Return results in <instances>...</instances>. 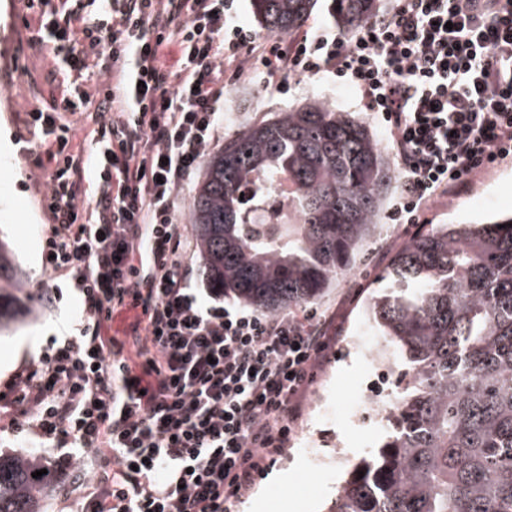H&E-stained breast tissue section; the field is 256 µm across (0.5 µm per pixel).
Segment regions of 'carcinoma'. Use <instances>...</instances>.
Returning <instances> with one entry per match:
<instances>
[{
  "label": "carcinoma",
  "mask_w": 512,
  "mask_h": 512,
  "mask_svg": "<svg viewBox=\"0 0 512 512\" xmlns=\"http://www.w3.org/2000/svg\"><path fill=\"white\" fill-rule=\"evenodd\" d=\"M377 0H333L354 30ZM315 0H251L266 30L290 35ZM283 174L297 219L253 223ZM396 172L368 127L313 101L250 124L209 156L191 224L212 287L277 314L315 302L376 230ZM391 292L367 312L403 358L400 407L378 450L344 481L329 512H512V214L432 224L381 275ZM26 295L0 241V332ZM35 459L0 455V512H43ZM364 476H358V472Z\"/></svg>",
  "instance_id": "1"
}]
</instances>
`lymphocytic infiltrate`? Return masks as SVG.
<instances>
[{
	"mask_svg": "<svg viewBox=\"0 0 512 512\" xmlns=\"http://www.w3.org/2000/svg\"><path fill=\"white\" fill-rule=\"evenodd\" d=\"M27 43L49 49L48 82L76 74L30 112L26 151L43 171L48 290L72 281L80 318L0 396V429L51 441L65 512H233L283 452L328 349L335 314L269 316L201 295L176 201L220 138L225 71L265 80L349 79L387 124L401 173L389 218L418 223L439 196L512 157V0H395L353 39L257 41L238 0H36ZM97 101L100 189L78 205L86 162L70 115ZM141 308L133 373L108 334ZM91 464L94 474L74 482Z\"/></svg>",
	"mask_w": 512,
	"mask_h": 512,
	"instance_id": "1",
	"label": "lymphocytic infiltrate"
}]
</instances>
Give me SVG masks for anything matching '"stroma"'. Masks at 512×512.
Listing matches in <instances>:
<instances>
[{"label":"stroma","instance_id":"1","mask_svg":"<svg viewBox=\"0 0 512 512\" xmlns=\"http://www.w3.org/2000/svg\"><path fill=\"white\" fill-rule=\"evenodd\" d=\"M27 0H0V134L13 141L8 167L0 168V239L8 243L26 280L27 303L33 313L12 333L0 337V393L5 381L21 362L38 358L61 322L81 313V301L72 283L63 280L58 293H39L44 274L40 251L50 222L40 199L47 186L32 156L22 151L17 139L26 131L28 112L38 98H50L53 90L45 79L52 60L48 53L27 48L30 17ZM26 61L31 76L22 75L18 63ZM321 101L338 112H348L372 132L387 157H394L392 139L379 116L367 112L358 91L349 83L330 76L306 78L285 76L280 84H265L249 76L230 83L224 94V136L242 126L268 119L275 113ZM512 213V157L477 174L453 194L438 198L424 213L425 224H469ZM378 225L390 226L395 242L380 232L368 239L350 271L336 275L331 287L316 303L314 311L336 315V344L349 345L364 320V306L381 291L379 276L391 263L398 243L415 232L412 224H390L380 212ZM368 370L364 357L350 352L339 357L328 353L305 398L304 410L287 451L257 480L236 512H283L285 500H293L296 512H328L331 501L349 472L363 457L373 453L380 431L358 428L340 416L326 417L316 404L319 393L340 409L365 384ZM318 435L323 453L344 446L347 460L333 469L317 467L304 450V436Z\"/></svg>","mask_w":512,"mask_h":512}]
</instances>
